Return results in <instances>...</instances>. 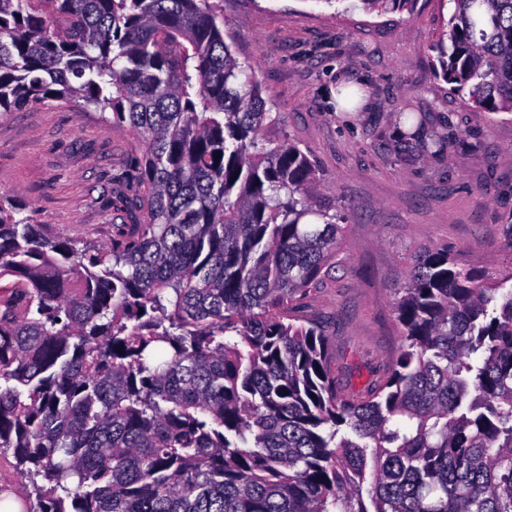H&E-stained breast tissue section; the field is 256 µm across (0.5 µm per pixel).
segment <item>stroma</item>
<instances>
[{"label": "stroma", "instance_id": "obj_1", "mask_svg": "<svg viewBox=\"0 0 512 512\" xmlns=\"http://www.w3.org/2000/svg\"><path fill=\"white\" fill-rule=\"evenodd\" d=\"M239 59L251 62L273 116L266 147L296 144L320 191L345 215L346 242L311 297L338 377L363 388L399 348L393 290L415 252L445 246L492 274L512 263V112L466 104L429 49L444 31L441 0L394 11L346 0H209ZM364 88L366 106L336 109V87ZM447 149L408 140L402 113ZM143 146L125 127L76 103L0 114V192L60 235L108 243L126 215Z\"/></svg>", "mask_w": 512, "mask_h": 512}]
</instances>
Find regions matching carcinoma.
Wrapping results in <instances>:
<instances>
[{
	"label": "carcinoma",
	"mask_w": 512,
	"mask_h": 512,
	"mask_svg": "<svg viewBox=\"0 0 512 512\" xmlns=\"http://www.w3.org/2000/svg\"><path fill=\"white\" fill-rule=\"evenodd\" d=\"M445 2L439 75L512 112V0ZM50 100L144 152L108 244L0 193V452L32 512H512V265L413 255L399 352L350 396L322 321L286 315L344 217L306 153L260 145L267 100L208 0H0V112Z\"/></svg>",
	"instance_id": "1"
}]
</instances>
